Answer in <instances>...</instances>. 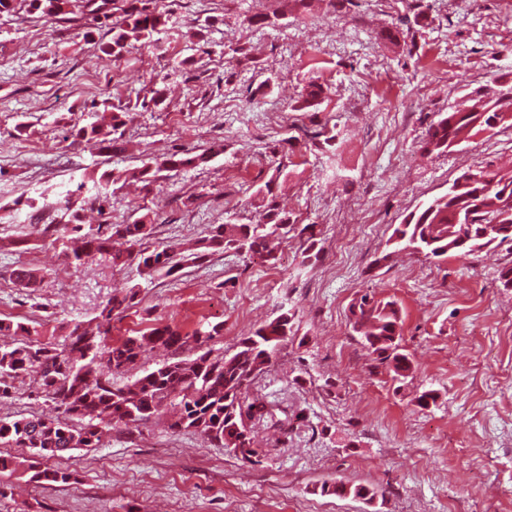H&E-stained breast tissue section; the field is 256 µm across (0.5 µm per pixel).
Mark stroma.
Masks as SVG:
<instances>
[{"label":"stroma","mask_w":512,"mask_h":512,"mask_svg":"<svg viewBox=\"0 0 512 512\" xmlns=\"http://www.w3.org/2000/svg\"><path fill=\"white\" fill-rule=\"evenodd\" d=\"M262 5L157 0L169 31L116 61L97 58L110 29L80 12L50 17L21 5L0 15V319L27 324L23 342L59 348L74 323L134 286L111 340L158 323L191 331L219 322L208 347L220 357L281 309L295 315L253 389L284 423L255 425L260 462L171 432L161 414L108 426L99 447L59 458L74 486L0 472V512H512V290L499 282L512 246L440 262L388 253L394 227L461 173L512 164L506 129L440 156L419 149L441 113L512 84V0H274L278 20L251 23ZM385 30L397 44L381 39ZM314 69L325 100L303 109ZM157 90L164 103L145 105ZM97 105L126 112L122 152L100 154L72 135ZM21 122L28 133L16 132ZM320 126L334 145L305 137ZM217 145L222 153L148 185L97 182ZM268 181L293 223L314 225L317 258L304 260L294 237L273 266L227 250L179 279L148 280L105 255L69 264L42 234L79 206L87 220L112 224L147 206L157 222L146 248L187 249L211 225L257 221ZM21 265L40 271L33 291L14 283ZM336 267L340 276L325 277ZM366 293L401 307L412 377L394 379L353 333L350 308ZM427 389L438 399L423 409L415 398ZM33 413L58 411L24 374L0 399V420ZM336 480L376 496L314 493Z\"/></svg>","instance_id":"obj_1"}]
</instances>
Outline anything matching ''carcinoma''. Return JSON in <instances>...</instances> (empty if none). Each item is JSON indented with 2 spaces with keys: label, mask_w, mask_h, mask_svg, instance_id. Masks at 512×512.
<instances>
[{
  "label": "carcinoma",
  "mask_w": 512,
  "mask_h": 512,
  "mask_svg": "<svg viewBox=\"0 0 512 512\" xmlns=\"http://www.w3.org/2000/svg\"><path fill=\"white\" fill-rule=\"evenodd\" d=\"M29 10L44 15H60L68 11L74 0H27ZM167 16L157 9L156 0H123L118 19L112 22V38L99 47L102 55L117 60L136 45H149L154 34L165 27ZM324 86L311 76L303 87V104L319 106L324 98ZM512 100V86L499 90L491 97L477 94L466 110L446 112L429 128L422 149L429 155H442L453 144L465 138L495 129L492 121L505 114L512 115L504 101ZM124 112L111 117L112 132H103L95 122L72 127V135L99 153L122 150ZM206 159L205 155L184 157L173 152L160 160L144 164L137 177L144 183L156 180L163 171ZM481 186L456 189L435 197L397 225L389 244L395 250L422 253L427 258L441 259L448 255L466 258L492 244H512V172L482 169ZM471 197L479 205L475 219L468 224L458 215L457 199ZM154 213L147 211L126 224H85L79 211L71 214L68 223L47 224L43 231L60 239L72 238L79 246L66 251L75 263L95 254H109L113 268L121 271L136 265L139 275L177 278L189 262L202 265L218 250L233 248L246 257L260 256L270 265L278 256L268 249L273 237L287 236L292 231L306 238L304 258L312 256L318 245L314 225L299 228L290 223L286 212L270 201L255 224L227 221L212 227L209 236L198 242L188 254L172 247L142 248L151 237ZM22 288H33L38 272L29 266H19L12 273ZM137 295L135 288L114 295L97 317L95 327L80 323L73 326L65 347L35 346L11 341L0 344V397L10 394V381L36 368L41 374L40 388L64 417L49 418L21 415L11 421H0V445L36 448L39 456L12 457L0 455V469L28 476L36 484L68 483L74 472L43 465V459H57L76 448H96L104 434L102 423L147 422L161 412H167L168 428L174 432L193 431L231 451L241 449L249 462H257L261 450L254 445L251 421L276 425L274 413L259 397H250L251 385L272 364L288 341L293 314L286 310L241 337L231 352L221 358L210 357L204 344L221 335L223 324L191 332L178 326L154 325L144 332L128 336L109 347L104 337L112 328V312L125 310ZM350 319L352 332L361 344L388 365L398 380L414 373L409 356L400 345L403 324L401 309L392 300H377L364 296L355 304ZM161 349L174 355V360L143 372L134 380L116 386L112 376L137 363L146 352ZM197 350L192 357L181 358L186 350ZM313 492L339 497L374 496V489L348 486L342 482L326 483Z\"/></svg>",
  "instance_id": "cac0c4a2"
}]
</instances>
